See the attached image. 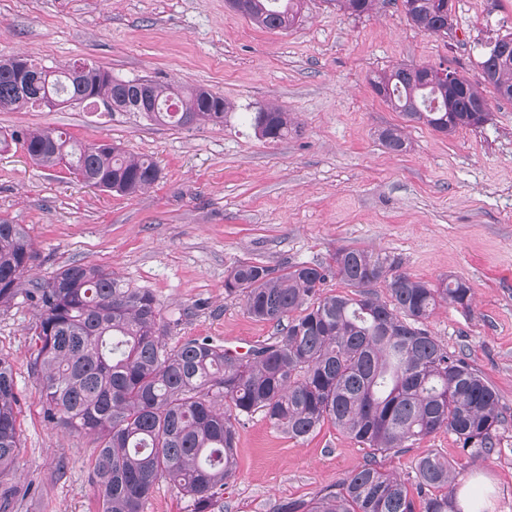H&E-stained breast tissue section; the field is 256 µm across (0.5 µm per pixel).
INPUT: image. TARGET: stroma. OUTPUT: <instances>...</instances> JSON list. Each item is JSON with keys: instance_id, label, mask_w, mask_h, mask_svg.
<instances>
[{"instance_id": "1", "label": "stroma", "mask_w": 512, "mask_h": 512, "mask_svg": "<svg viewBox=\"0 0 512 512\" xmlns=\"http://www.w3.org/2000/svg\"><path fill=\"white\" fill-rule=\"evenodd\" d=\"M456 11V29L438 36L413 27L401 0L362 18L305 0L293 28L272 32L226 0H0V56L46 66L83 58L125 80L202 87L230 106L221 123L183 128L125 112L0 110V131L107 140L161 169L158 182L125 196L41 167L14 145L0 152V217L29 227L31 277L90 264L151 290L178 322L172 345L207 337L244 354L272 336L224 292L242 262L278 270L363 248L398 256L403 272L431 284L464 278L470 310L442 304L427 325L493 386L509 425L493 453L473 460L441 430L381 462L409 478L422 453L448 457L463 466L457 487L483 494L486 512H512V101L490 98L487 123L446 137L407 121L368 83L401 63L479 80L485 44L512 32V0H456ZM259 105L290 113L295 132L260 138L250 121ZM395 126L408 137L401 154L380 139ZM33 321L28 304L0 310V354L20 406L14 512H97L95 439L45 419L29 367ZM368 454L332 423L298 440L253 415L238 429L224 506L272 512L281 500H311Z\"/></svg>"}]
</instances>
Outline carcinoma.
<instances>
[{"label": "carcinoma", "mask_w": 512, "mask_h": 512, "mask_svg": "<svg viewBox=\"0 0 512 512\" xmlns=\"http://www.w3.org/2000/svg\"><path fill=\"white\" fill-rule=\"evenodd\" d=\"M351 16H370L381 0H330ZM303 0H244L245 16L270 31L299 20ZM408 21L429 35L456 24L448 0H403ZM46 79L27 87L0 67V109L35 108L94 96L120 103L135 87L108 80L102 69L54 68L34 60ZM481 82L452 70L453 90L412 77L401 64L369 78L383 102L434 131L452 135L489 120L487 89L512 101V33L496 38L480 62ZM154 125L222 122L229 106L200 87L152 81ZM252 125L264 139L292 133L290 114L256 107ZM385 147L406 151L403 131L382 133ZM19 144L35 163L63 165L76 178L112 183L132 196L161 174L148 157L117 144L95 148L55 129L0 134V150ZM33 248L29 229L0 219V308L17 299L36 310L29 365L40 384L45 416L64 430L95 436L91 482L98 512H143L165 479L193 501L194 512H224V484L236 473L239 425L260 413L275 428L303 439L329 421L369 449V459L308 502L281 501L273 512H461L455 507L458 463L435 453L416 458L412 494L377 455L401 453L445 429L462 450L494 452L508 418L494 388L466 359L448 351L427 321L445 302L470 309L472 288L460 278L438 285L399 271L400 260L361 248L341 249L333 264L296 263L275 272L241 263L227 272L224 291L242 299L250 318L277 327L269 342L233 355L207 339L171 346L173 320L152 291L132 288L112 271L70 265L52 277L26 279ZM351 291L331 294L327 279ZM383 283L389 299L373 288ZM18 396L11 361L0 355V477L20 453Z\"/></svg>", "instance_id": "cac0c4a2"}]
</instances>
